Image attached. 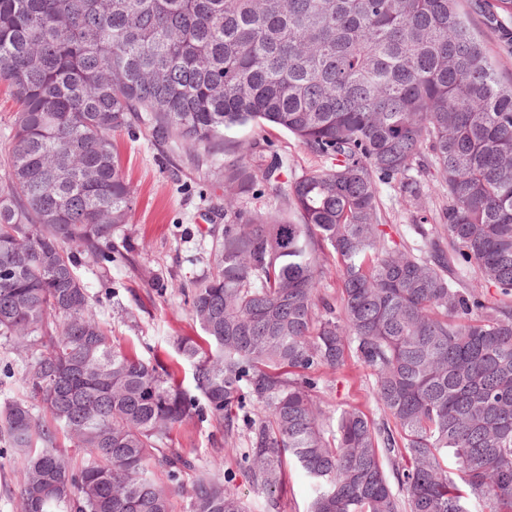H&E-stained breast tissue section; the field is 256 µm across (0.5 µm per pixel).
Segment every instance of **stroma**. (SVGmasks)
<instances>
[{
	"mask_svg": "<svg viewBox=\"0 0 512 512\" xmlns=\"http://www.w3.org/2000/svg\"><path fill=\"white\" fill-rule=\"evenodd\" d=\"M124 173L136 203L128 224L112 235L114 247L103 267L79 265L78 272L91 298L95 316L112 330V343L144 361H161L175 368L185 389H192V365L179 352L177 341L196 337L184 294L191 281L211 270L224 227V183L214 165L195 164L186 148L171 140L157 144L138 128L117 139ZM378 202L392 234L413 240L410 228L414 208L398 191L383 185ZM28 357L0 337V402L25 399ZM314 398L323 411L326 438L336 432V418L349 405L358 406L374 422L384 413L373 397L374 380L355 359L337 371H316ZM261 407H251L248 420L233 432L209 416L196 413L171 434V447L194 463L172 498V512H190V489L197 475L223 480L244 501L247 512H306L307 482L295 463L285 468L278 505H271L259 486L239 473L241 455L248 446L252 419ZM22 462L0 438V512H20Z\"/></svg>",
	"mask_w": 512,
	"mask_h": 512,
	"instance_id": "stroma-1",
	"label": "stroma"
}]
</instances>
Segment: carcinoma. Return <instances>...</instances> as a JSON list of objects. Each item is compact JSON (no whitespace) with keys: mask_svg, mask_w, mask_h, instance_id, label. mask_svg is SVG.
Masks as SVG:
<instances>
[{"mask_svg":"<svg viewBox=\"0 0 512 512\" xmlns=\"http://www.w3.org/2000/svg\"><path fill=\"white\" fill-rule=\"evenodd\" d=\"M467 2L512 56V0ZM2 85L17 110L0 144V336L30 352L50 418L0 406L21 512H170L175 486L152 469H194L167 442L195 401L175 371L112 345L76 273L128 222L116 137L136 124L199 163L233 156L212 271L188 294L201 341L179 351L226 433L245 400L268 411L246 477L273 496L292 459L307 512H512V84L458 0H0ZM248 126L329 165L290 177L265 140L229 136ZM425 174L442 205L441 231L413 225L424 256L385 229L378 186L417 207ZM259 183L282 210L237 207ZM331 266L334 298L319 294ZM351 353L388 423L349 405L329 441L314 373ZM60 432L89 456L78 475ZM191 512L247 510L200 477Z\"/></svg>","mask_w":512,"mask_h":512,"instance_id":"1","label":"carcinoma"}]
</instances>
